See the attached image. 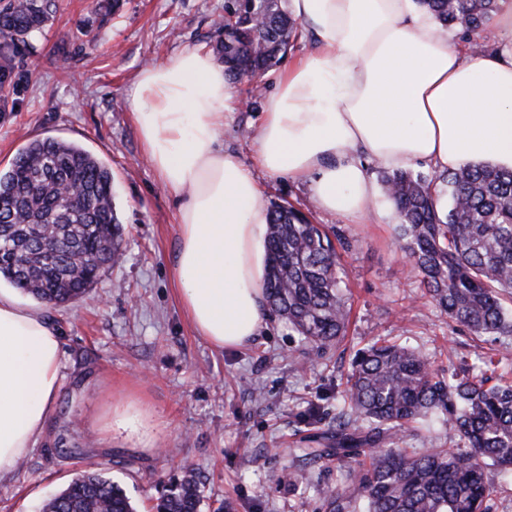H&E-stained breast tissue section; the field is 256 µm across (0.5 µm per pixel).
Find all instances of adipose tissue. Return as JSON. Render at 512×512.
Instances as JSON below:
<instances>
[{"instance_id":"obj_1","label":"adipose tissue","mask_w":512,"mask_h":512,"mask_svg":"<svg viewBox=\"0 0 512 512\" xmlns=\"http://www.w3.org/2000/svg\"><path fill=\"white\" fill-rule=\"evenodd\" d=\"M315 45L264 102L255 165L305 180L324 211L355 224L377 191L363 157L439 170L512 169V0L490 26L499 50L470 57L416 0H289ZM232 98L224 68L188 45L135 78L134 115L178 205L172 268L201 336L241 347L265 330L268 210L252 169L219 141ZM62 341L35 307L0 289V478L36 448L60 387Z\"/></svg>"}]
</instances>
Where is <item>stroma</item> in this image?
<instances>
[{"mask_svg": "<svg viewBox=\"0 0 512 512\" xmlns=\"http://www.w3.org/2000/svg\"><path fill=\"white\" fill-rule=\"evenodd\" d=\"M98 2L54 0L41 32L0 53L7 71L0 171L35 137L80 145L110 170L125 227L122 260L86 298L42 308L62 340L61 385L37 448L0 479V512H39L91 460L108 468L140 512H149L162 480L185 464L204 483V512L226 501L235 512H325L324 493L342 487L345 468L307 463L309 482L296 489L283 475L297 464L290 451L307 434L308 403L319 406L321 429L335 425L356 350L398 336L435 368L476 375L491 357L512 368V336L478 338L439 312L409 275L387 196L368 223L352 224L321 210L308 182L260 170L266 202L291 204L351 241L342 255L347 335L321 353L272 315L267 330L239 348L221 349L199 336L172 275L177 206L145 153L132 85L141 67L184 46L211 49L214 23L231 0H125L106 21ZM278 74L266 71L256 94L249 79L232 85L221 141L245 164L253 162L255 131ZM132 402L152 426L154 449L102 435L115 407Z\"/></svg>", "mask_w": 512, "mask_h": 512, "instance_id": "35a3bbf8", "label": "stroma"}]
</instances>
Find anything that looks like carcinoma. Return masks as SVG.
Wrapping results in <instances>:
<instances>
[{"label": "carcinoma", "instance_id": "cac0c4a2", "mask_svg": "<svg viewBox=\"0 0 512 512\" xmlns=\"http://www.w3.org/2000/svg\"><path fill=\"white\" fill-rule=\"evenodd\" d=\"M443 30L485 28L501 0H417ZM53 13L51 0H8L0 39L27 42ZM228 80L257 78L284 56L299 23L282 0H245L219 22ZM445 189H437V183ZM398 217L395 235L410 272L441 313L478 338L512 335V170L491 164L439 176H383ZM79 194L62 206L60 195ZM122 223L110 171L74 143L36 139L0 173V277L46 305L90 294L121 258ZM51 239L47 251L40 241ZM265 292L270 309L317 351L338 346L348 326L340 256L329 233L291 205L270 210ZM447 377L395 337L358 350L336 427L321 448L298 457L342 465L327 512H492L497 488L487 469L512 472V373ZM442 419L456 439L445 448L431 430ZM421 447L402 448L405 434ZM202 482L190 465L163 484L154 512H200ZM41 512H139L101 465L80 470Z\"/></svg>", "mask_w": 512, "mask_h": 512}]
</instances>
